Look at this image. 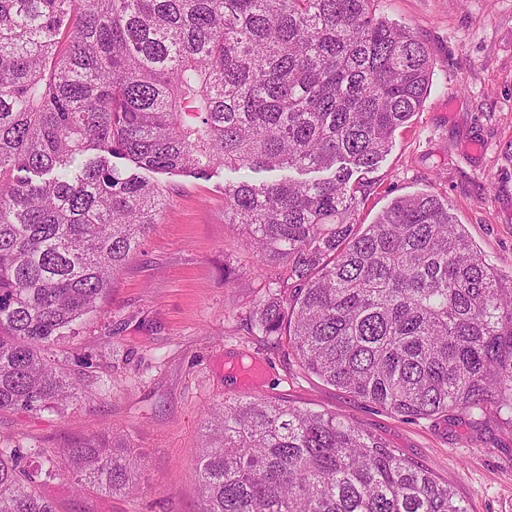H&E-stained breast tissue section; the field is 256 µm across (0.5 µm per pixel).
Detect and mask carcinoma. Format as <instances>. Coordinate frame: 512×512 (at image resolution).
Returning a JSON list of instances; mask_svg holds the SVG:
<instances>
[{"mask_svg": "<svg viewBox=\"0 0 512 512\" xmlns=\"http://www.w3.org/2000/svg\"><path fill=\"white\" fill-rule=\"evenodd\" d=\"M380 2L0 0V412L103 395L48 351L160 223L163 189L119 156L162 173L331 172L224 186V223L277 269L252 327L396 416L512 423V282L438 195L359 222L368 174L432 81L428 46ZM202 427L198 512H466L429 468L333 413L242 396ZM143 472L114 434L0 447V512H57L39 486L58 476L132 494Z\"/></svg>", "mask_w": 512, "mask_h": 512, "instance_id": "carcinoma-1", "label": "carcinoma"}]
</instances>
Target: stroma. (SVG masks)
<instances>
[{
	"instance_id": "1",
	"label": "stroma",
	"mask_w": 512,
	"mask_h": 512,
	"mask_svg": "<svg viewBox=\"0 0 512 512\" xmlns=\"http://www.w3.org/2000/svg\"><path fill=\"white\" fill-rule=\"evenodd\" d=\"M434 61L424 106L371 178L360 221L417 192L447 199L486 263L512 279V0H384ZM164 190L159 226L76 336L55 344L76 377L104 382L93 402L30 417L0 412V446L55 450L90 432L129 435L147 458L144 495L43 493L58 512H196L195 450L211 405L243 393L325 410L382 437L432 470L467 512H512V425L469 415L406 421L307 375L286 342L258 335L248 313L265 291L256 256L224 221V187L278 172L218 168L207 176L141 170Z\"/></svg>"
}]
</instances>
